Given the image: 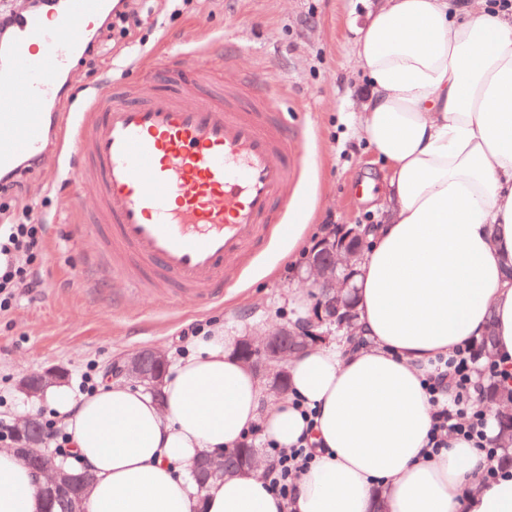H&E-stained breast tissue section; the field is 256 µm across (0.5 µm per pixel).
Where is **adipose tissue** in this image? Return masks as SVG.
Returning <instances> with one entry per match:
<instances>
[{"instance_id": "ef3b65f1", "label": "adipose tissue", "mask_w": 512, "mask_h": 512, "mask_svg": "<svg viewBox=\"0 0 512 512\" xmlns=\"http://www.w3.org/2000/svg\"><path fill=\"white\" fill-rule=\"evenodd\" d=\"M370 92L358 130L387 171V215L354 280L366 345H316L287 365L289 395L217 330L164 376L163 402L103 382L70 401L46 396L93 476L88 512H283L261 475L197 488L204 453L251 429L317 462L297 480L296 512H512V475L480 482L470 443L423 455L433 425L422 380L438 357L493 334L512 367V17L487 0H383L358 31ZM316 409L307 426L294 399ZM0 512H45L40 481L0 451Z\"/></svg>"}]
</instances>
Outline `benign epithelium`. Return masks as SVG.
<instances>
[{"label": "benign epithelium", "instance_id": "benign-epithelium-1", "mask_svg": "<svg viewBox=\"0 0 512 512\" xmlns=\"http://www.w3.org/2000/svg\"><path fill=\"white\" fill-rule=\"evenodd\" d=\"M366 238L363 225L337 226L333 237H326L311 249V261L301 280L310 288L320 290V300L312 308V316L303 324L283 325L267 331L259 339L247 338L237 345V354L245 365L265 377L272 390L279 394L285 379L284 364L291 353L303 350L300 336L326 338L330 331L323 327H336V331H352L358 318L357 303L343 300L346 289L353 287L357 274L356 258L360 244ZM167 355L158 349L142 350L131 354L124 361L127 377L149 382V389L158 402H163L162 375L158 369L166 367ZM58 369L35 372L24 380L23 386L30 394H38L61 381ZM17 439L8 451L23 459L42 477L41 493L59 512H85V504L93 484L88 472L74 474L54 462V456L45 448L49 435L34 416L15 424ZM225 452L218 451L200 457L193 466V476L202 488L212 478L224 477Z\"/></svg>", "mask_w": 512, "mask_h": 512}]
</instances>
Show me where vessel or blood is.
Instances as JSON below:
<instances>
[{"mask_svg": "<svg viewBox=\"0 0 512 512\" xmlns=\"http://www.w3.org/2000/svg\"><path fill=\"white\" fill-rule=\"evenodd\" d=\"M107 7L57 0L48 13L16 15L0 52V169L40 153L80 35ZM156 70L161 81L104 87L71 121L73 165L96 199L81 229L101 239L96 277L207 306L287 206L300 135L260 78L220 79L178 55Z\"/></svg>", "mask_w": 512, "mask_h": 512, "instance_id": "vessel-or-blood-1", "label": "vessel or blood"}]
</instances>
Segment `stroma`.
<instances>
[{
  "label": "stroma",
  "mask_w": 512,
  "mask_h": 512,
  "mask_svg": "<svg viewBox=\"0 0 512 512\" xmlns=\"http://www.w3.org/2000/svg\"><path fill=\"white\" fill-rule=\"evenodd\" d=\"M382 0H151L147 21L121 46L107 50L89 68L76 64L69 95L58 109L82 112L102 86L123 81L149 61L180 53L223 71L220 57L203 58L199 47L218 43L246 68L281 87V111L306 129L304 167L296 205L285 223L303 225L296 246L277 229L257 251L224 299L205 308L189 298L172 302L158 293H131L113 303L111 283H92L86 266L98 251L90 234L75 231L71 205L93 206L92 190L74 193V175L55 173L42 162L21 175L17 206H29L46 226L45 258L37 268L44 286L0 315V417L17 421L48 415L45 398L19 388L29 372L58 366L78 397L88 363L111 366L128 354L158 347L169 361L185 356L180 337L188 325L223 328L226 334L256 336L273 324L289 323L291 296L312 245L325 224H377L381 209L362 201L361 183L382 180L385 171L358 133L360 100L369 86L356 65L357 32Z\"/></svg>",
  "instance_id": "35a3bbf8"
}]
</instances>
